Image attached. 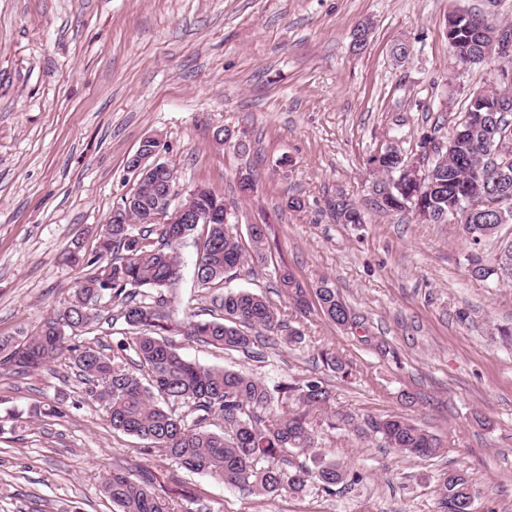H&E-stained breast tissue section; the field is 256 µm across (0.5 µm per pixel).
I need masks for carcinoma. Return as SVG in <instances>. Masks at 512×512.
<instances>
[{"instance_id": "1", "label": "carcinoma", "mask_w": 512, "mask_h": 512, "mask_svg": "<svg viewBox=\"0 0 512 512\" xmlns=\"http://www.w3.org/2000/svg\"><path fill=\"white\" fill-rule=\"evenodd\" d=\"M494 14L477 17L472 12H452L445 19V36L452 59H466L470 66L483 64L495 26ZM512 73V60L500 67L497 79L487 90L470 94L465 118L452 127L450 148L418 144L422 157L433 155L428 183L409 176L405 155L385 150L369 159L382 175L395 176L392 194L377 203L383 211H411L430 224H446L457 215L459 223L475 228L465 238L471 248L469 266L481 271L472 278L481 281H512L501 264L512 266L502 256L496 266L483 262L478 250L492 237L483 229L501 223L499 203L512 199V180L495 183V173L484 165L482 144L489 138L512 145V112L498 106L508 100L505 74ZM154 182L141 183L135 192L136 206L121 198L99 235L95 248L87 252L83 241L71 242L68 259L84 271L73 299L62 309L31 329L15 336H0V370L18 375L32 374L65 362L86 381L85 395L105 408L112 430L143 442L142 449L160 451L171 463L194 474L208 476L243 496L301 495L312 480L328 495L340 484H357L361 473L336 462H321L316 470L295 467L290 452H313L318 447L317 430L311 415L328 408L331 394L317 379L288 385H268L248 373L205 367L187 360L169 340L179 333L188 339L249 357L261 329L268 336H284L299 342L302 334L287 329L278 308L266 297L248 291L224 293L220 307L224 317L212 320H172L166 293L179 283L182 263L179 249L195 239L196 224H145L148 210L158 202ZM200 209L215 214L226 211L224 198L204 188L192 200ZM250 251H245L237 234L217 219L207 225L197 252L195 273L206 287L224 280V275L248 262L267 259L265 231L261 225L249 234ZM288 299L301 312L309 308L305 286L287 269L278 270ZM109 296L119 311L116 319L132 334L135 368L119 357H111L91 345L72 343L78 332H87L100 320L97 302ZM315 295L323 315L339 326L351 320L347 305L338 300L336 289L323 283ZM294 402L288 411H278L279 399ZM186 408L176 412L173 406ZM60 406H33L30 418H60ZM221 418V431L207 428L205 421ZM337 425L357 432L368 428L386 445L416 457L437 454L440 441L430 432L401 418L356 422L350 413H336ZM151 480L130 470H116L105 477L101 491L117 512H170L166 501L153 494ZM442 504L454 512L457 501L473 491L469 476L450 471L442 478Z\"/></svg>"}]
</instances>
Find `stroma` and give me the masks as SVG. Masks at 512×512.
<instances>
[{
	"label": "stroma",
	"instance_id": "stroma-1",
	"mask_svg": "<svg viewBox=\"0 0 512 512\" xmlns=\"http://www.w3.org/2000/svg\"><path fill=\"white\" fill-rule=\"evenodd\" d=\"M483 0H0V336L61 309L78 282L66 260L86 249L113 206L136 187L127 169L157 134L180 186L224 197L239 238L266 224L268 262L201 287L197 248L180 250L175 319L219 316L217 297L246 289L268 298L302 343L257 357L174 337L188 359L244 370L270 383L325 381L330 411L360 421L403 417L442 443L408 457L378 437L334 429L317 415L321 452L362 474L327 495L244 497L215 480L139 451L84 397L75 370L57 364L23 378L0 374V512H113L100 491L116 467L152 473L171 512H443L441 479L465 471L474 512H512V283L469 276L459 225L421 224L375 205L368 158L398 145L405 156L500 68L497 57L460 69L444 34L448 13ZM370 23L363 50L355 30ZM410 55L397 61L394 49ZM221 128L247 134L238 154ZM250 169L255 189H238ZM304 207L289 209L288 198ZM356 207L362 223L340 211ZM315 291L328 282L350 307L340 327L318 306L299 314L276 266ZM336 353L349 378L324 367ZM62 402L61 418L31 419Z\"/></svg>",
	"mask_w": 512,
	"mask_h": 512
}]
</instances>
